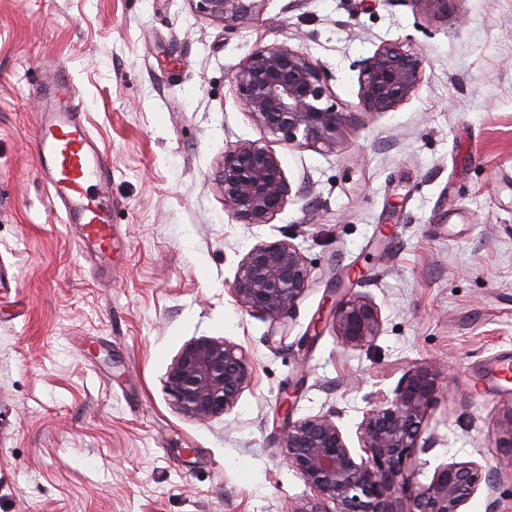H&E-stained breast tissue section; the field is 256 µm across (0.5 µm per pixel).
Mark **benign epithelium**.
I'll return each instance as SVG.
<instances>
[{
  "label": "benign epithelium",
  "mask_w": 512,
  "mask_h": 512,
  "mask_svg": "<svg viewBox=\"0 0 512 512\" xmlns=\"http://www.w3.org/2000/svg\"><path fill=\"white\" fill-rule=\"evenodd\" d=\"M197 15L227 30L259 18L266 0H187ZM236 93L268 134L289 148L334 153L345 123L331 99L322 68L286 44L255 45L234 72ZM358 97L367 112H390L409 100L423 82L422 61L411 39L383 41L362 61ZM216 186L230 216L241 224H268L287 205L291 186L277 153L257 141L224 152ZM309 287V271L294 245L286 241L254 246L241 260L231 292L244 310L275 318L287 316ZM326 318L347 345L361 346L377 335V309L359 299L323 301ZM254 380L251 360L225 339L201 338L186 344L168 372L174 406L200 422L231 411ZM438 389L429 365L411 367L386 398L364 413L359 426L363 454L348 447L329 415L297 420L285 414L284 461L313 491L306 508L292 512H465L481 488L490 506L502 474L512 475V409L500 422L511 452L497 466L448 462L430 481L415 486L417 455L432 448L423 438Z\"/></svg>",
  "instance_id": "benign-epithelium-1"
}]
</instances>
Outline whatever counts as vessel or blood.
<instances>
[{
  "label": "vessel or blood",
  "instance_id": "obj_1",
  "mask_svg": "<svg viewBox=\"0 0 512 512\" xmlns=\"http://www.w3.org/2000/svg\"><path fill=\"white\" fill-rule=\"evenodd\" d=\"M80 104L67 78L46 91L37 127V153L45 187L60 202L66 221L84 241L112 253V201L106 159L79 117Z\"/></svg>",
  "mask_w": 512,
  "mask_h": 512
}]
</instances>
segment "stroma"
<instances>
[{
  "label": "stroma",
  "mask_w": 512,
  "mask_h": 512,
  "mask_svg": "<svg viewBox=\"0 0 512 512\" xmlns=\"http://www.w3.org/2000/svg\"><path fill=\"white\" fill-rule=\"evenodd\" d=\"M411 37L424 79L365 111L356 63ZM324 70L347 123L332 154L274 141L237 99L255 44ZM71 77L112 169V253L65 223L40 173L39 90ZM243 141L272 146L293 192L241 224L215 175ZM287 241L310 286L274 323L230 288L255 245ZM379 314L342 343L328 289ZM224 339L254 381L201 423L172 402L182 347ZM512 0H267L230 32L187 0H0V512H285L312 492L283 460L281 403L329 415L357 446L363 414L418 364L441 365L418 483L440 464L492 468L512 389ZM484 388H473L476 377Z\"/></svg>",
  "instance_id": "1"
}]
</instances>
